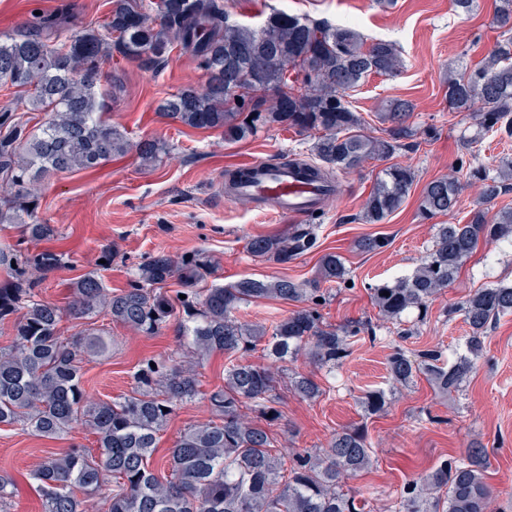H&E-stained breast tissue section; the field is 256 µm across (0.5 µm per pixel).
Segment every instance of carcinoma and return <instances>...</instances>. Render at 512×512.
Wrapping results in <instances>:
<instances>
[{"label":"carcinoma","mask_w":512,"mask_h":512,"mask_svg":"<svg viewBox=\"0 0 512 512\" xmlns=\"http://www.w3.org/2000/svg\"><path fill=\"white\" fill-rule=\"evenodd\" d=\"M113 0L104 37L95 28L73 30L63 17L38 16L30 28L0 38V89L26 88L0 115V182L9 196L0 199V224H12L20 242H51L54 224L36 216L38 191L50 176L93 171L135 152L145 165L168 152L161 140L132 142L119 126L103 118L107 89L101 64L117 54L155 66L180 45L192 52L207 76L202 88L185 87L165 98L159 111L192 129H222L224 138L246 140L261 129H292L311 138L313 160L304 164L311 180L332 182L338 172L361 170L370 160L392 157L417 130L408 124L413 105L398 100L385 119L389 137L364 131V121L344 96L372 75L395 77L404 61L396 43L368 40L358 30L275 11L262 25L230 19L224 0ZM505 39L476 69L448 76V102L465 112L478 132L512 136V0L497 6ZM41 112L43 122L29 128L19 113ZM416 180L409 166L384 169L368 195L363 221L379 224L399 208ZM483 196L490 200L512 181V161L492 174L482 172ZM459 179L448 174L423 189L422 211L446 214L458 203ZM512 246V210L488 218L482 208L464 224H439L431 252L413 273L370 287L378 315L400 325L411 309L425 310L459 276L479 242ZM317 247L316 226L296 224L282 235L252 236L247 252L262 261L286 265ZM65 264L52 248L37 252L0 249V323L11 324L13 342L0 349V426H19L39 437L60 438L82 427L94 435L96 451L64 448L49 452L34 472L41 512H86L88 501L110 483L104 512H357L344 491L346 480L373 465L368 433L343 428L325 447L293 456L273 447L268 425L281 416L280 384L295 395L316 399L324 389L312 374L288 371L304 354L319 369L332 371L351 354L350 339L364 324L334 327L321 321L325 292L313 282L286 275L242 278L201 290L211 260L201 253L175 258L160 252L138 264L129 287L108 288L95 272L71 283L67 308L39 297L40 277ZM319 279L338 285L348 271L340 255L319 258ZM185 319L179 324L175 356L138 364L134 387L113 400H92L84 389V360L110 352V341L95 327L103 313L144 336L165 328L176 314L162 289L171 279ZM389 295H383V292ZM273 298L300 304L271 327L237 319L241 304ZM469 328L466 347L482 355L491 322L512 313V284L476 289L461 304ZM79 322L73 337L63 335V315ZM265 342L268 363L249 359ZM230 357L224 385L208 397L211 419L184 428L165 466L149 468L158 434L178 404L199 395L197 365L213 353ZM442 353H412L392 347V383L406 386L424 375L447 393L476 370L470 358L443 366ZM388 403L386 392L361 396L367 415ZM487 456L470 448L450 457L432 473L413 479L401 494L402 512H491L494 498L486 482ZM16 492L13 478L0 474V507Z\"/></svg>","instance_id":"obj_1"}]
</instances>
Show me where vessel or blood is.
Instances as JSON below:
<instances>
[{"instance_id": "vessel-or-blood-1", "label": "vessel or blood", "mask_w": 512, "mask_h": 512, "mask_svg": "<svg viewBox=\"0 0 512 512\" xmlns=\"http://www.w3.org/2000/svg\"><path fill=\"white\" fill-rule=\"evenodd\" d=\"M240 193L257 198L272 197L276 213L305 217L324 208L336 196L334 188L309 182L302 168L268 165L262 162L246 167Z\"/></svg>"}]
</instances>
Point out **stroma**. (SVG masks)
<instances>
[{
    "label": "stroma",
    "mask_w": 512,
    "mask_h": 512,
    "mask_svg": "<svg viewBox=\"0 0 512 512\" xmlns=\"http://www.w3.org/2000/svg\"><path fill=\"white\" fill-rule=\"evenodd\" d=\"M498 2L474 0L472 12L464 14L456 10L454 0H394L388 7L378 0H224L232 19L258 26L278 10L326 20L353 27L371 40L395 42L404 60L398 76H370L345 99L375 136L383 127L377 114L386 103L396 99L413 103L411 122L417 135L395 157L416 174L410 194L385 223L368 224L361 219L364 203L385 161L372 160L362 171L338 174L339 198L309 218L317 226V250L285 266L254 259L245 242L251 236L286 231L293 226V217L227 197L224 171L256 161L310 157V140L274 128L235 143L226 141L222 130H195L159 117V101L205 80L189 51L174 49L156 67L118 56L106 61L103 82L116 78L123 86L116 97L106 99V118L125 128L132 140L160 138L171 150L152 166L141 165L131 153L91 172L59 174L45 181L36 215L59 227L62 237L54 247L67 253L69 261L45 276L42 297L66 306L69 284L91 271L102 272L112 289L126 288L135 265L159 251L176 257L195 251L209 255L218 270L203 280L206 288L243 277L285 275L309 281L316 275L321 253H339L350 283L333 289L320 308L323 320L335 326L368 321L374 332L360 334L351 355L333 372L298 358L295 369L315 374L325 392L314 401L283 393L282 417L270 426L274 446L292 454L311 451L325 445L340 428L365 426L375 462L348 479L345 489L365 499L364 512H396L406 483L431 472L446 458L464 456L471 444L478 443L488 454L486 480L497 490L495 512H512V315L492 326L476 371L450 396H441L422 376L409 386L393 387L388 369V356L397 344L410 351L440 349L448 363L466 354L467 327L458 307L475 289L512 282V248L479 245L457 281L429 301L414 335L404 340L392 324L379 318L368 290L369 285L411 274L431 250L436 225L467 221L476 208L492 213L512 208V188L483 200L475 175L479 169H496L503 159L512 160V138L477 135L466 114L450 110L443 84L449 69L475 68L496 49L501 34L494 22ZM109 9L110 0H0V34L22 29L37 12L65 15L74 29L96 26ZM474 135L479 143L472 148L464 145V137ZM452 172L462 184L455 212L423 214L420 196L425 184ZM376 235L386 237L388 246L369 253L356 248V240ZM106 250L114 258L104 271L99 258ZM98 325L110 338L112 351L85 362V390L95 400L130 393L141 360L168 357L178 346L174 321L155 336L139 335L104 316ZM227 362L221 353L203 360L200 394L179 405L160 433L151 460L155 471L163 470L169 448L187 425L209 418L206 396L223 385ZM373 389L384 390L389 404L383 413L368 417L359 399ZM74 443L90 450L95 447L93 435L83 430L49 439L0 427V473L11 475L18 487L10 512H41L32 475L46 451Z\"/></svg>",
    "instance_id": "35a3bbf8"
}]
</instances>
